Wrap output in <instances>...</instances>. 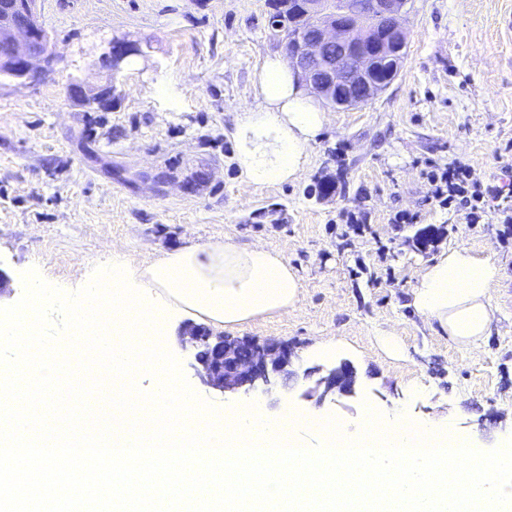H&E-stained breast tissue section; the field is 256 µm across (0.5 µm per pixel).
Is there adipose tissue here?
Wrapping results in <instances>:
<instances>
[{
  "label": "adipose tissue",
  "instance_id": "ef3b65f1",
  "mask_svg": "<svg viewBox=\"0 0 512 512\" xmlns=\"http://www.w3.org/2000/svg\"><path fill=\"white\" fill-rule=\"evenodd\" d=\"M257 103L237 112L230 133L239 176L246 185L300 179L308 147L317 141L326 115L282 57H266L254 83ZM502 269L462 245L442 252L423 268L413 288V306L438 323L453 342L475 347L491 332L495 314L489 290Z\"/></svg>",
  "mask_w": 512,
  "mask_h": 512
}]
</instances>
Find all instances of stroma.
I'll return each mask as SVG.
<instances>
[{"label": "stroma", "instance_id": "35a3bbf8", "mask_svg": "<svg viewBox=\"0 0 512 512\" xmlns=\"http://www.w3.org/2000/svg\"><path fill=\"white\" fill-rule=\"evenodd\" d=\"M57 58L36 84L0 83V274L10 306L23 275L71 290L113 254L143 266L204 242L280 253L301 284L298 306L225 329L293 345L299 369L349 361L355 394L315 405L304 386L268 396L204 385L194 348L172 320L162 343L199 398L233 414L287 411L335 419L359 436L368 412L422 425L452 419L472 447L512 437V223L495 209L512 191V0H408L407 58L383 93L330 108L293 183H241L227 132L254 105V79L281 53L269 0H37ZM113 38L145 50L115 74L97 59ZM177 83L178 104L157 91ZM112 81L109 109L70 99L68 84ZM467 166L487 192L478 223L432 200L427 171ZM465 245L496 259L495 323L470 349L412 306L422 269ZM397 336V354L378 338Z\"/></svg>", "mask_w": 512, "mask_h": 512}]
</instances>
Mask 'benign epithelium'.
I'll return each instance as SVG.
<instances>
[{
	"label": "benign epithelium",
	"mask_w": 512,
	"mask_h": 512,
	"mask_svg": "<svg viewBox=\"0 0 512 512\" xmlns=\"http://www.w3.org/2000/svg\"><path fill=\"white\" fill-rule=\"evenodd\" d=\"M406 0H364L350 8L333 0H303L306 13L324 19L288 35L280 24H271L273 36L284 45L298 76L324 103L353 107L385 91L399 75L407 51V33L400 23ZM36 0H0V12L18 16L21 22H0V78L37 83L56 64L49 52V35L39 23ZM366 15L387 21L383 30L361 23ZM136 41L114 39L99 56L109 72L131 54L139 53ZM71 98L88 107L112 104V84L86 89L73 83ZM183 338L193 347L207 346V354L197 355L199 375L205 385L221 393L264 395L279 386L280 376H295L297 356L286 342L228 339L213 336L198 325H188ZM318 375L311 396L316 404L334 402L339 396L355 393L356 370L348 361L317 370H304L303 378Z\"/></svg>",
	"instance_id": "obj_1"
}]
</instances>
